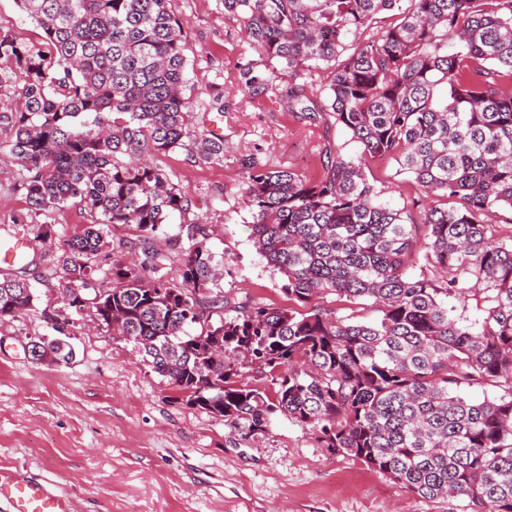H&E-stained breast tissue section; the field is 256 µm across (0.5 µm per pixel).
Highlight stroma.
<instances>
[{
    "instance_id": "1",
    "label": "stroma",
    "mask_w": 512,
    "mask_h": 512,
    "mask_svg": "<svg viewBox=\"0 0 512 512\" xmlns=\"http://www.w3.org/2000/svg\"><path fill=\"white\" fill-rule=\"evenodd\" d=\"M171 8L186 24L190 132L220 129L224 157L204 162L179 150L151 162L189 193L194 214L212 230L209 245L227 268L220 283L227 302L287 307L282 275L251 238L241 194L247 165L253 160L315 179L325 149L356 157L361 147L328 115L312 120L252 95L242 71L253 68L282 88L306 84L321 106L334 68L273 69L224 0H172ZM218 94L220 108L213 101ZM366 173L382 202L422 221L419 192L397 162L371 160ZM26 211L20 170L0 149V224ZM52 221L57 238L34 245L33 307L0 322V470L23 468L56 481L74 512H464V502L423 500L358 460L329 454L286 418L245 439L223 419L176 402L167 380L140 361L132 343L97 327L92 308L78 313L58 301V279L41 282L61 254L62 236L91 216L71 202ZM47 309L55 320L44 317ZM56 322L66 329L72 359L34 363L29 339L54 337Z\"/></svg>"
}]
</instances>
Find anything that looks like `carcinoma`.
I'll use <instances>...</instances> for the list:
<instances>
[{
	"label": "carcinoma",
	"instance_id": "1",
	"mask_svg": "<svg viewBox=\"0 0 512 512\" xmlns=\"http://www.w3.org/2000/svg\"><path fill=\"white\" fill-rule=\"evenodd\" d=\"M19 2L43 35L37 46L0 36V86L23 81L24 99L20 112L0 110V146L23 171L30 217L71 200L92 213L58 259L62 294L82 295L68 306L92 295L98 325L132 343L174 400L244 438L281 415L424 500L512 512V235L497 239L486 223L512 210V0H224L270 63H336L327 112L362 147L356 161L325 152L315 180L248 164L252 238L283 275L288 308L224 303L206 225L146 159L224 156L221 137L185 141L186 24L170 0ZM246 85L317 119L304 84ZM370 158L395 160L429 199L422 226L380 201ZM175 215L171 280L157 243ZM116 225L132 237L113 241ZM416 252L441 279L408 273ZM32 264L0 269V321L33 306ZM327 295L380 316L313 304ZM470 299L474 322L450 304ZM34 342L73 358L57 338ZM472 387L496 394L474 400Z\"/></svg>",
	"mask_w": 512,
	"mask_h": 512
}]
</instances>
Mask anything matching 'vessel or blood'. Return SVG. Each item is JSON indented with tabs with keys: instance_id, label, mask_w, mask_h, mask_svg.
<instances>
[{
	"instance_id": "1",
	"label": "vessel or blood",
	"mask_w": 512,
	"mask_h": 512,
	"mask_svg": "<svg viewBox=\"0 0 512 512\" xmlns=\"http://www.w3.org/2000/svg\"><path fill=\"white\" fill-rule=\"evenodd\" d=\"M8 512H73V502L55 482L0 473V505Z\"/></svg>"
}]
</instances>
